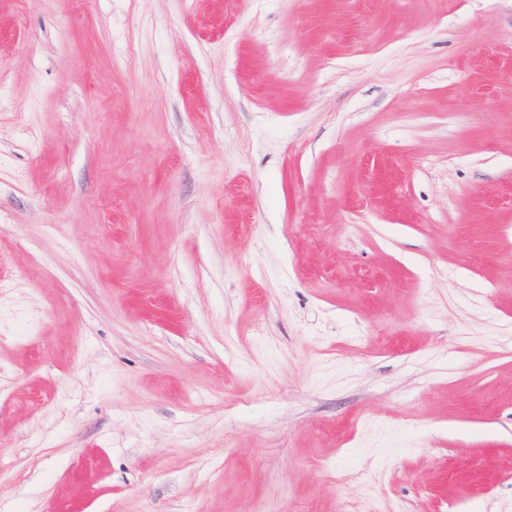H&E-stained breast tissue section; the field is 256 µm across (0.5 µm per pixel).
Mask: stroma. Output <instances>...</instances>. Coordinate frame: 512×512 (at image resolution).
Here are the masks:
<instances>
[{"mask_svg": "<svg viewBox=\"0 0 512 512\" xmlns=\"http://www.w3.org/2000/svg\"><path fill=\"white\" fill-rule=\"evenodd\" d=\"M0 512H512V0H0Z\"/></svg>", "mask_w": 512, "mask_h": 512, "instance_id": "obj_1", "label": "stroma"}]
</instances>
